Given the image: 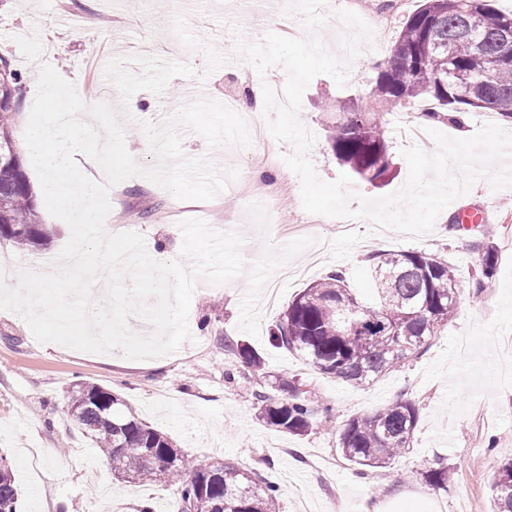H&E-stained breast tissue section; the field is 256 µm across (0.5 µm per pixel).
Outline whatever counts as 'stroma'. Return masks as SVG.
<instances>
[{
    "mask_svg": "<svg viewBox=\"0 0 512 512\" xmlns=\"http://www.w3.org/2000/svg\"><path fill=\"white\" fill-rule=\"evenodd\" d=\"M418 4L340 0L385 43L350 62L345 86L320 75L304 91L298 116L315 136L309 157L322 180L344 172L328 144L326 104L350 96L369 103L374 67ZM286 6L287 0H0V56L23 74L16 141L24 139L33 104L28 90L42 63L65 74L81 99L118 112L121 97L135 98L139 110L124 126L126 146L136 149L144 134L154 136L155 146L138 152L136 178L113 186L107 223L142 233L159 261L180 258L179 224L186 219H204L210 230L244 239L241 273L216 286L199 281L188 317L191 337L167 356L130 360L118 350L95 354L43 344L19 315L0 310V455L13 468L22 512H137L147 500L157 512H178L173 487L113 475L68 413L65 392L78 381L119 393L199 464L229 461L259 471L278 487L281 512H299L298 490L311 499V512H459L465 498L477 512H493L488 475L494 463L512 459V350L503 344L512 337V258L499 260L486 288L476 289L472 274L482 257L477 241L502 246L512 226V188L478 180L419 239L376 232L357 220L354 230L364 239L349 258L314 255L336 233L327 223H305L300 181L282 160L291 145L256 143L239 124L240 112H264L258 73L242 57L224 63L238 38L258 43L270 31L298 37L302 17ZM64 15L69 23H61ZM201 84L211 89L206 109L187 108ZM229 92L241 98L238 111L224 108ZM407 146L390 139L395 171L386 185L353 179L358 198L351 208L359 197L386 196L405 185ZM459 208L479 210L485 224L475 231L452 224ZM41 219L53 233L50 245L9 247L12 273L61 254L69 242L64 221L46 211ZM377 249L432 253L457 271L456 314L416 358L357 386L319 374L297 353L273 345L271 332L288 304L331 271L343 270L362 301L376 302L369 255ZM228 339L256 350L261 370L227 352ZM292 378L307 384L315 406L331 408L330 428L316 425L294 436L260 419L256 392L280 397L278 380ZM400 399L419 410L409 451L359 475L339 450L344 425ZM441 463L452 478L447 488L434 489L421 475Z\"/></svg>",
    "mask_w": 512,
    "mask_h": 512,
    "instance_id": "1",
    "label": "stroma"
}]
</instances>
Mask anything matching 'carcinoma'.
<instances>
[{"label": "carcinoma", "instance_id": "carcinoma-1", "mask_svg": "<svg viewBox=\"0 0 512 512\" xmlns=\"http://www.w3.org/2000/svg\"><path fill=\"white\" fill-rule=\"evenodd\" d=\"M512 28V13L493 0H420L396 34L389 57L375 66L371 94L378 109L368 111L352 98L338 105L329 144L339 162L361 180L383 182L391 173L386 116L411 101H427L424 115L453 121L470 111L496 112L512 120V43L501 38ZM22 79L0 57V240L23 249H44L50 235L39 220L37 196L24 172L12 133L18 114L15 93ZM478 287L492 278L498 251L478 244ZM379 282L378 302L366 305L345 284L340 271L309 285L288 305L272 341L300 353L323 374L363 385L418 355L428 340L448 325L459 296V282L444 259L417 251L371 253ZM288 398L276 401L256 393L260 417L293 435H303L316 408L293 379L282 382ZM68 410L112 467L137 483L175 485L179 512L206 498L213 512H280L278 490L261 477L230 463L206 469L191 463L170 438L140 420L112 390L78 382L66 391ZM418 424L409 401L352 418L340 435V450L362 469L376 468L405 453ZM448 467L427 472L434 489L448 487ZM496 512H512V459L490 474ZM19 490L0 456V512H18Z\"/></svg>", "mask_w": 512, "mask_h": 512}]
</instances>
